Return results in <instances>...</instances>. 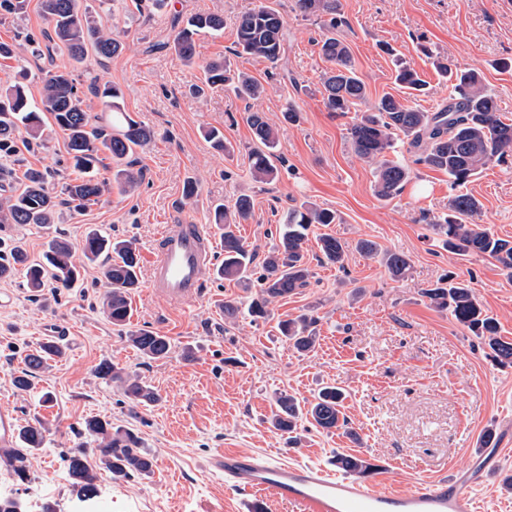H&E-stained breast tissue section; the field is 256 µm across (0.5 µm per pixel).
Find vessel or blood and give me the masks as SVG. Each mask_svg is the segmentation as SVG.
Wrapping results in <instances>:
<instances>
[{"instance_id":"b4317fda","label":"vessel or blood","mask_w":512,"mask_h":512,"mask_svg":"<svg viewBox=\"0 0 512 512\" xmlns=\"http://www.w3.org/2000/svg\"><path fill=\"white\" fill-rule=\"evenodd\" d=\"M210 229L204 224H169L149 254V288L161 301L192 303L203 295V270L211 258ZM17 414L0 404V447L12 448ZM502 451L482 454L470 469L417 478L405 493L382 492L375 480L309 464L276 462L265 455L222 450L208 461L224 474L226 490L239 496L244 512H256L268 495L299 506L301 512H476L470 491L501 469Z\"/></svg>"}]
</instances>
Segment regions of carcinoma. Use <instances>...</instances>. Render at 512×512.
I'll return each instance as SVG.
<instances>
[{"instance_id":"cac0c4a2","label":"carcinoma","mask_w":512,"mask_h":512,"mask_svg":"<svg viewBox=\"0 0 512 512\" xmlns=\"http://www.w3.org/2000/svg\"><path fill=\"white\" fill-rule=\"evenodd\" d=\"M297 7L308 15L329 17L328 29L332 33L321 40V53L333 64L324 77L325 103L329 110L344 115L365 101L366 87L357 74L348 46L333 33L339 0H297ZM40 8L47 28L38 36L25 34L32 56L40 55L44 39L64 47L77 64L83 63L90 52L100 60L122 52L123 44L112 37L98 16L82 6L81 0H40ZM235 27L238 54L277 64L284 41V22L277 10L260 6L244 12L236 18ZM223 30V16L194 13L178 30L172 48L185 65L192 66L196 64L194 36L202 32L219 34ZM207 72L208 84L224 85L239 99L256 100L265 92L254 77L232 70L222 60L210 62ZM455 79V94L449 98L447 106L436 112L407 108L387 93L373 111L363 113L349 125L348 138L355 153L377 164L375 193L379 197L396 196L411 179L407 166L387 158L396 134L402 135L414 150L416 163L448 173L455 187L467 185L493 159L512 152V123L502 118L495 95L483 85L479 73L460 71L455 73ZM395 84L420 92L425 81L413 67L401 65L396 70ZM88 93L108 112L106 123L99 126L90 123L85 104ZM48 115L67 135L64 168L77 177L62 186L60 197L49 191L48 175L38 169H26L19 188L13 186L10 178L0 181V280L10 279L22 270L26 286L34 297L41 296L49 278L58 288L72 287L79 278L75 253L66 240L55 238L49 242L43 261L35 262L30 260L20 242L6 243L7 231L14 224H52L62 206L78 213L97 204L107 189V184L94 175L101 153L112 160L113 180L122 191L136 190L141 184L142 172L134 169L133 155L153 138V131L125 110L120 87L96 82L85 85L73 72L58 69L43 74L37 103H31L26 86L21 82L0 89V153L8 157L43 146L44 117ZM246 121L258 143L251 152L252 175L257 182H272L277 177V169L266 151L273 149L277 142L276 128L262 112L247 113ZM251 210L248 195L237 198L231 209L223 204L213 206V223L222 229L224 242V260L215 273L244 288L258 285L260 295L248 302L247 311L251 317L259 319L267 316V306L273 300L295 294L309 285L308 230L313 224L335 223L336 215L308 201L294 207L288 212L285 223L279 225L278 241L258 264L256 250L236 233L237 224L247 219ZM448 210L449 213L433 225L448 253L463 258L472 254L487 255L512 276V241L465 223L466 218L479 210V202L469 194L458 193L449 201ZM317 247L326 262L344 263L346 245L339 238L324 234L318 238ZM357 248L363 255L379 260L393 278H402L409 271L410 260L402 253L383 252L369 239L360 240ZM81 252L89 263L106 257L102 277L108 291L103 309L113 325L127 326L132 316L130 293L139 286L140 255L135 243L90 231L82 241ZM424 296L477 336L495 361L503 366L512 364V341L499 335L498 323L484 313L469 285L448 276L425 289ZM312 324L311 316L300 315L280 321L278 329L296 351L307 353L317 340L311 332ZM126 339L149 360H163L171 353L169 338L147 329H130ZM59 355L61 349L53 341L28 351L14 386L21 391L30 390L34 374L46 369L48 360ZM96 373L102 379L120 383L132 406L158 400L152 387L109 360L100 362ZM344 399V392L336 386L321 388L306 407L290 395H281L276 400L271 425L288 434L304 419L325 432L345 429ZM84 431L98 442V448L94 449L97 464L89 462L83 448H74L65 457L66 475L80 497L92 500L99 496V468L109 472L115 481L134 474L147 476L153 471L154 459L142 448L133 429L114 427L111 421L95 416L85 419ZM47 432L42 422L29 423L19 430L23 451L11 454L0 450V461L15 480L21 483L28 480L27 453L44 449ZM333 464L359 477H367L375 470L368 459L353 454L338 453Z\"/></svg>"}]
</instances>
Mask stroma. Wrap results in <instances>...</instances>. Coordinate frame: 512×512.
I'll return each mask as SVG.
<instances>
[{
    "label": "stroma",
    "mask_w": 512,
    "mask_h": 512,
    "mask_svg": "<svg viewBox=\"0 0 512 512\" xmlns=\"http://www.w3.org/2000/svg\"><path fill=\"white\" fill-rule=\"evenodd\" d=\"M336 32L347 44L358 75L366 84L365 108L387 93L409 107L434 112L453 95L452 80L439 76L433 58L452 67L478 71L502 111L512 114V0H340ZM105 16L123 51L106 62L87 56L75 65L67 51L52 48L42 59L28 58V92L40 97L42 70L56 67L92 73L124 92L128 113L154 133L135 155L143 171L132 194L106 192L83 213L60 210L54 223L16 224L13 239L30 258H40L54 237L79 244L92 229L135 240L148 254L158 232L168 224H205L214 204H233L251 196L250 217L239 235L265 255L285 213L303 201L334 211L335 223L311 227L307 260L312 278L301 293L272 302L267 318L248 314L228 318L224 301L257 296V289L217 279L213 267L203 272L205 293L181 306L152 297L147 274L130 294L132 328L170 339V358H143L113 326L102 308L107 290L98 264H85L73 288H45L32 297L23 276L0 281V294L11 296L0 307V401L9 402L20 424L43 421L47 451L29 458V480L17 482L0 463V494L20 499L26 512H89L76 498L64 469L72 448L95 447L83 434L84 419L99 416L126 426L141 437L154 457L150 475L114 481L100 473L101 504L109 512H241L239 500L224 488V475L207 458L225 448L267 452L278 460L329 465L343 452L371 459L382 491H409L416 477L438 476L469 468L481 450V436L492 429L497 439L512 435V367L490 358L480 341L448 312L423 296L446 274L468 283L479 304L493 316L504 339L512 340V280L485 255L459 259L442 249L432 230L447 213L454 190L446 173L416 164L406 143L393 157L410 166L412 179L389 200L374 192L373 163L354 152L347 134L351 116L325 105L322 82L329 63L319 52L326 17L301 14L295 0H83ZM269 5L282 16L285 41L277 65L236 56L230 24L219 36H196L197 64L187 67L170 43L173 20L196 12L233 19ZM260 81L261 98L245 102L223 87L191 94L202 84L205 67L215 59ZM413 65L428 82L415 96L394 83L397 61ZM295 108L298 123L284 122ZM265 113L278 130L271 158L278 177L254 181L249 154L254 147L245 121L247 110ZM224 132L232 150L223 154L204 137L208 128ZM45 148L17 158L0 156V168L22 175L33 167L53 172L50 186L61 190L58 173L66 157V139L46 121ZM199 194L184 196L187 181ZM478 199L473 223L512 240V154L489 162L465 187ZM330 234L347 246L343 266L324 262L319 236ZM409 257L411 268L391 278L377 260L363 257L359 240ZM312 314L317 342L297 353L277 330L278 321ZM61 323L68 338L62 356L50 360L29 391L17 390L14 378L23 356L46 340L49 324ZM104 360L119 363L160 394L158 403L129 408L118 383L95 373ZM345 389L343 413L357 431L351 439L305 423L286 435L269 417L274 399L288 394L312 400L319 388ZM512 453L503 457V474L474 489L479 512H512Z\"/></svg>",
    "instance_id": "35a3bbf8"
}]
</instances>
